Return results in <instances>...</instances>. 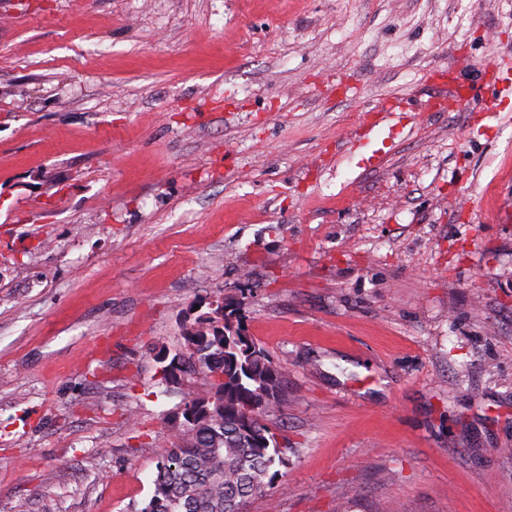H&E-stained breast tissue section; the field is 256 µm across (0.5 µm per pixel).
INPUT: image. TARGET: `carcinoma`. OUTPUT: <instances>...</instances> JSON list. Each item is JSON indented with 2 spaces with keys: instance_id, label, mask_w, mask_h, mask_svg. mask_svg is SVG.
Masks as SVG:
<instances>
[{
  "instance_id": "cac0c4a2",
  "label": "carcinoma",
  "mask_w": 512,
  "mask_h": 512,
  "mask_svg": "<svg viewBox=\"0 0 512 512\" xmlns=\"http://www.w3.org/2000/svg\"><path fill=\"white\" fill-rule=\"evenodd\" d=\"M225 307L184 328L172 356L180 377L203 376L211 400L186 403L195 419L180 422L139 512H241L288 465L290 448L266 423L288 402L285 373L246 334L234 303Z\"/></svg>"
}]
</instances>
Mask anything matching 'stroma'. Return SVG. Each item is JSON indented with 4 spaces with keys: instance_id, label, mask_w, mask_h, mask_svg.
Wrapping results in <instances>:
<instances>
[{
    "instance_id": "35a3bbf8",
    "label": "stroma",
    "mask_w": 512,
    "mask_h": 512,
    "mask_svg": "<svg viewBox=\"0 0 512 512\" xmlns=\"http://www.w3.org/2000/svg\"><path fill=\"white\" fill-rule=\"evenodd\" d=\"M509 56L512 0H0V512H140L219 292L287 374L244 512H512Z\"/></svg>"
}]
</instances>
